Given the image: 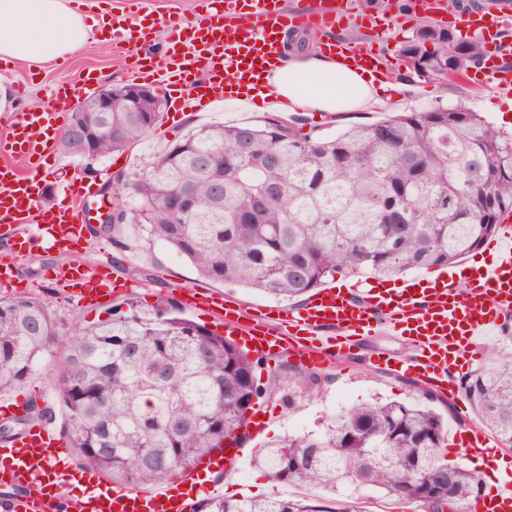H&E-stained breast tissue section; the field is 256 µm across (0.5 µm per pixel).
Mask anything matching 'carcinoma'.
<instances>
[{
  "mask_svg": "<svg viewBox=\"0 0 512 512\" xmlns=\"http://www.w3.org/2000/svg\"><path fill=\"white\" fill-rule=\"evenodd\" d=\"M418 77H459L484 42H460L429 19L400 48ZM71 113L64 153L100 129L92 150L123 151L156 126L166 102L135 104L112 88V111ZM112 224H145L206 280L239 283L274 300L308 298L328 277L368 270L398 277L446 266L496 234L512 212V133L462 105L402 112L336 133L302 132L300 118L204 126L143 168L112 178ZM60 334L50 305L0 298V392L22 388ZM259 361L234 341L182 317L162 296L153 317L133 308L80 329L51 383L79 463L112 482L152 485L242 441ZM477 418L512 447V349L484 351L460 380ZM353 405L319 433L288 434L255 462L280 484L336 492L370 485L402 500L463 505L481 493L472 472L443 461L437 397ZM198 512H327L287 498L205 497Z\"/></svg>",
  "mask_w": 512,
  "mask_h": 512,
  "instance_id": "1",
  "label": "carcinoma"
}]
</instances>
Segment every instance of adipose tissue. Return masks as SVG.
I'll use <instances>...</instances> for the list:
<instances>
[{"mask_svg": "<svg viewBox=\"0 0 512 512\" xmlns=\"http://www.w3.org/2000/svg\"><path fill=\"white\" fill-rule=\"evenodd\" d=\"M94 17L72 9L67 0H0V58L40 64L85 47L90 40L109 43L108 35L93 36ZM261 94L226 98L224 105L242 112L255 111L256 101L268 109L285 104L342 116L380 102L389 89L381 74L357 69L325 50L317 37L307 53H281Z\"/></svg>", "mask_w": 512, "mask_h": 512, "instance_id": "ef3b65f1", "label": "adipose tissue"}]
</instances>
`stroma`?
<instances>
[{
  "mask_svg": "<svg viewBox=\"0 0 512 512\" xmlns=\"http://www.w3.org/2000/svg\"><path fill=\"white\" fill-rule=\"evenodd\" d=\"M130 14L135 20L149 21L152 37L140 46L146 53L159 52L172 38L171 31L163 25V17L173 15L182 20L194 16V0H85L82 13L101 16L112 11ZM419 22L412 8H404L402 21L387 31L379 48L381 62L390 81L402 88V97L384 107H373L340 118L318 112L303 113L304 132L318 135L337 132L347 125L375 122L397 112H420L437 105L465 106L479 113L496 126H503L504 114L512 112V91L508 92L479 83L471 78L456 82L425 81L412 75L398 50L413 35ZM129 46L88 45L71 54L32 68L25 62L0 64V124L9 113L29 109L38 104L53 105L55 91L60 86L80 88L84 76H92L97 89L132 82L128 68ZM261 112H228L217 104L200 112H184L178 117L163 115L156 129L136 142L128 150L101 159L96 183H104L119 171L127 173L140 169L170 141L184 136L191 129L202 125H233L243 122L258 123L264 120ZM79 261L87 265L106 267L119 280H133L134 286L126 295L106 304L85 307L78 305L66 289L58 287L51 279L53 268ZM138 268L137 276L126 273L127 267ZM16 288L10 289L13 297L41 298L49 302L57 328L63 337H71L79 327H92L109 320L113 309L125 308L134 303L137 311L150 316L157 309L159 297L173 296L181 287L199 288L227 294L240 303L262 308L272 306V299L260 292L239 284H224L199 278L195 268L176 254L166 243L152 238L145 225L119 224L109 233H97L86 238L75 251L36 249L17 264ZM416 348L398 333L383 331L363 340L354 357L342 358L322 367L323 382L311 390L301 383L302 365L295 359L281 358L261 362L256 377L261 382L270 378L283 380V390L265 395L263 402L268 410L264 433L245 442L246 453L238 470L233 471L235 484L242 496L265 497L266 492L258 482L261 472L254 462L257 449L288 433H317L344 409L365 401H405L414 398L411 380L398 373L374 366L376 354L383 353L399 361L413 357ZM62 350L45 356L40 367L30 377L26 386L14 392L21 402L47 404L55 430H62L63 415L58 397L49 382V375L60 363ZM279 498H310L319 500L327 512H341L342 508L357 505L360 512H424L414 503L399 502L385 497L377 489L358 488L353 495L329 494L311 486H279Z\"/></svg>",
  "mask_w": 512,
  "mask_h": 512,
  "instance_id": "obj_1",
  "label": "stroma"
}]
</instances>
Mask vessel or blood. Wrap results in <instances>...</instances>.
I'll return each mask as SVG.
<instances>
[{"label": "vessel or blood", "instance_id": "b4317fda", "mask_svg": "<svg viewBox=\"0 0 512 512\" xmlns=\"http://www.w3.org/2000/svg\"><path fill=\"white\" fill-rule=\"evenodd\" d=\"M249 6L252 26L235 23L242 6ZM348 0H319L315 9L285 14L276 0H197L192 23H172L174 39L163 58L147 61L136 56L130 69L137 78H158L165 87L172 111L183 112L216 102L223 90L244 85L279 54L283 28L322 30L346 18ZM453 20L463 30L486 34L485 15L459 10ZM337 55H349L354 66L378 61L374 46L335 44ZM482 73L501 89L512 88V69L502 66L496 54L486 55ZM75 102L67 97L61 106L39 112H15L0 135V224L10 237L8 260L0 262V288L13 285V262L39 243L64 250L80 239L92 222L89 204L99 197L97 184L64 185L65 205L42 208L40 198L49 187L42 163L50 152L48 132L61 128L65 111ZM22 166H15V159ZM492 262L475 263L441 272L423 283L406 279L394 288L368 283L364 296L351 289H319L292 312L271 309L255 313L220 293L182 289L190 305L206 310L221 324L226 335L237 337L256 357L298 354L297 345L310 338L313 346L298 354L305 366L320 368L333 363L360 339L391 329L409 337L416 355L405 361L378 356L374 364L413 376L421 385L448 398L458 392L451 380L456 368L479 354L480 342L496 331L501 317L512 312V224L504 223L501 235L490 244ZM55 282L69 289L83 306L110 301L117 295L108 273L82 264L60 266ZM455 445L469 448L486 468L512 469V452H493L486 431L468 421L453 433ZM244 450L229 446L207 459L203 471H186L174 482L146 490L118 487L83 471L61 457L60 443L48 426L29 428L0 438V485L9 496L0 499V512H196L213 490L205 473L230 470ZM482 512H512V484L482 502Z\"/></svg>", "mask_w": 512, "mask_h": 512}]
</instances>
